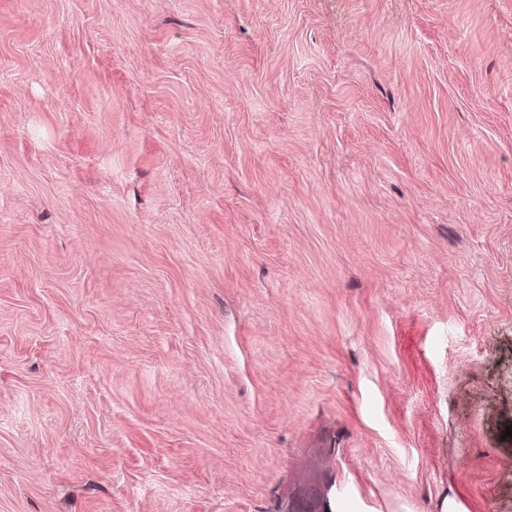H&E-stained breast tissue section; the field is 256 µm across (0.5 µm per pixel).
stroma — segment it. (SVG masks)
<instances>
[{"mask_svg":"<svg viewBox=\"0 0 512 512\" xmlns=\"http://www.w3.org/2000/svg\"><path fill=\"white\" fill-rule=\"evenodd\" d=\"M512 0H0V512H512Z\"/></svg>","mask_w":512,"mask_h":512,"instance_id":"obj_1","label":"stroma"}]
</instances>
